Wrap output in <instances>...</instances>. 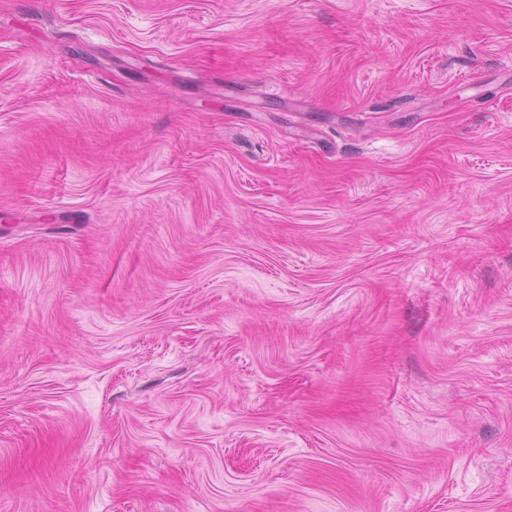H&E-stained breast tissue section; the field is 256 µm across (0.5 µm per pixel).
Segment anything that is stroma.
Instances as JSON below:
<instances>
[{"mask_svg": "<svg viewBox=\"0 0 512 512\" xmlns=\"http://www.w3.org/2000/svg\"><path fill=\"white\" fill-rule=\"evenodd\" d=\"M0 512H512V0H0Z\"/></svg>", "mask_w": 512, "mask_h": 512, "instance_id": "stroma-1", "label": "stroma"}]
</instances>
